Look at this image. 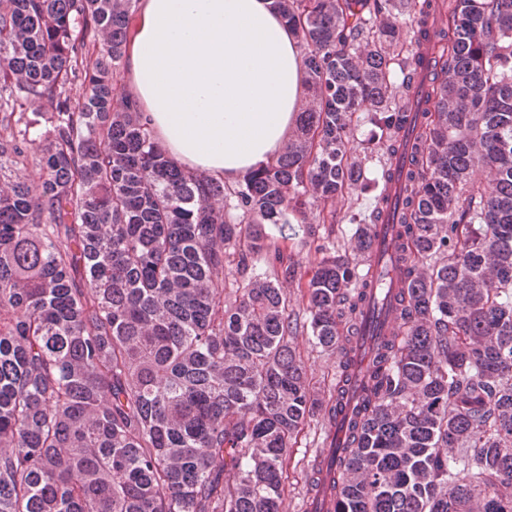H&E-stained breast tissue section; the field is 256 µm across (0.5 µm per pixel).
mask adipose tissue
<instances>
[{
	"mask_svg": "<svg viewBox=\"0 0 512 512\" xmlns=\"http://www.w3.org/2000/svg\"><path fill=\"white\" fill-rule=\"evenodd\" d=\"M273 0H140L127 88L176 164L229 184L295 128L304 69Z\"/></svg>",
	"mask_w": 512,
	"mask_h": 512,
	"instance_id": "adipose-tissue-1",
	"label": "adipose tissue"
}]
</instances>
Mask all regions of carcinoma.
I'll return each instance as SVG.
<instances>
[{
  "label": "carcinoma",
  "mask_w": 512,
  "mask_h": 512,
  "mask_svg": "<svg viewBox=\"0 0 512 512\" xmlns=\"http://www.w3.org/2000/svg\"><path fill=\"white\" fill-rule=\"evenodd\" d=\"M138 2L0 0V512H285L371 288L346 252L395 179L399 328L334 512H512V0H273L305 95L234 188L175 165L122 84ZM359 112L383 163L339 245ZM300 334L339 354L328 397ZM375 193V191H369L360 194L355 209H348L346 205L343 206V203L336 204V239L339 243H342L343 236L351 234L355 229L356 224H351L353 215L356 214L358 222L359 214L371 203Z\"/></svg>",
  "instance_id": "1"
}]
</instances>
